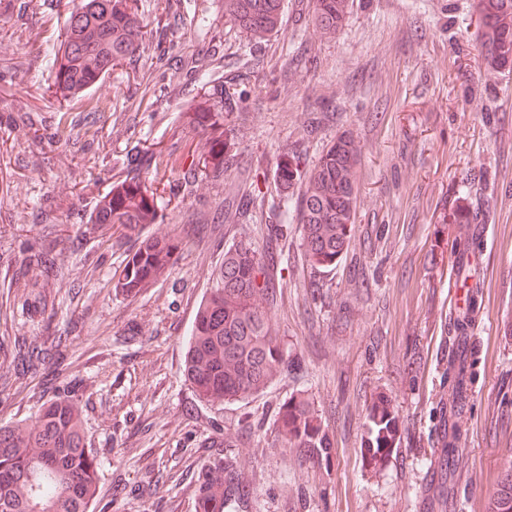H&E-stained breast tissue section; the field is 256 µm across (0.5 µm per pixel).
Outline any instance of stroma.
<instances>
[{
	"mask_svg": "<svg viewBox=\"0 0 512 512\" xmlns=\"http://www.w3.org/2000/svg\"><path fill=\"white\" fill-rule=\"evenodd\" d=\"M278 36L256 48L224 17V0H185L186 21L169 53L206 55L227 40L226 90L243 93L233 112L237 151L223 179H206L187 197L162 195L161 223L147 234L175 237L173 266L135 298L113 275L124 250H87L84 219L109 174L88 160L99 149L125 155L133 140L202 145L182 100L143 108L135 75L149 60L116 67L81 97L47 87L45 51L62 34L55 0L0 9V59L19 67L6 88L33 124L0 125L11 154L12 198L0 203V255L22 241L50 244L60 276L45 314H23L37 284L10 290L12 313L0 335H62L71 353L84 431L99 453L93 512H197L195 479L217 457L232 459L243 496L236 512H487L512 462V72L488 69L476 33L474 0H351L332 37L319 33L309 0H287ZM208 26H195L193 15ZM96 113L97 140L70 135L67 120ZM59 137L33 139L37 128ZM347 133L362 147L356 223L335 268L307 264L297 224L288 223L274 173L282 154L302 151L301 168ZM89 185L83 201L74 188ZM460 208L485 229L454 223ZM62 224L46 237L45 217ZM280 260L271 320L288 366L245 400L200 403L183 374L196 307L213 287L225 250L244 240ZM468 239L481 304L466 357V400L455 404L461 350L454 317L459 289L451 247ZM139 336L129 337L128 326ZM42 376L0 391V422L40 411ZM305 394L331 447L309 457L285 446L280 408ZM396 406L399 436L381 466L365 441L372 398ZM453 460H446L448 438Z\"/></svg>",
	"mask_w": 512,
	"mask_h": 512,
	"instance_id": "stroma-1",
	"label": "stroma"
}]
</instances>
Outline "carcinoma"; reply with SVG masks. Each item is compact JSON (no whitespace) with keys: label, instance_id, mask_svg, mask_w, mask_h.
<instances>
[{"label":"carcinoma","instance_id":"cac0c4a2","mask_svg":"<svg viewBox=\"0 0 512 512\" xmlns=\"http://www.w3.org/2000/svg\"><path fill=\"white\" fill-rule=\"evenodd\" d=\"M475 11L484 60L494 68H511L512 0H476ZM312 12L322 34L333 36L350 13V0H312ZM283 14L284 0H224V17L255 43L280 31ZM176 33L166 25L147 29L134 0H81L80 7L69 13L61 39L50 48V79L63 95L81 96L120 62L150 53L153 44L160 45ZM175 63L183 77L180 88L159 74L137 80L140 102L149 106L179 97L190 85L203 90L192 121L207 134L206 148L182 139L171 145L181 162H189L180 184L189 195L198 176L224 174L235 146L224 114L244 111L246 99L216 82L215 75L224 69V55L184 53ZM148 156L153 152L136 144L122 159L107 152L94 158V164L114 171V181L108 192L96 198L89 223L104 242L133 243L115 283L130 298L163 275L178 251L173 239L145 234L147 225L162 218L158 197L166 191L175 193L168 182L157 178L148 184L140 178L141 160ZM300 159L297 152L285 155L277 165L275 182L287 200L295 181H301L295 220L304 256L311 268L328 269L346 252L355 223L360 147L352 136L342 134L326 146L311 170L301 171ZM0 267L15 284L31 270L48 283L59 269L55 256L33 245L1 260ZM273 267L272 254L262 255L246 242L224 251L215 285L196 309L184 360L185 377L198 400L221 405L245 399L280 376L287 358L270 317ZM3 348L17 378L36 373L48 359L59 376L69 368V350L61 336L24 337L8 346L0 342ZM398 432L399 417L391 399L376 397L368 414L371 464L381 465ZM278 433L289 447L304 448L312 457L328 455L329 438L306 397H295L280 410ZM97 472L98 454L88 448L74 396L65 392L49 396L30 425L24 420L0 423V512H34L33 504L51 512H89ZM239 494L235 468L223 459H214L198 473L195 495L205 505L203 512H228ZM492 512H512V467L497 483Z\"/></svg>","mask_w":512,"mask_h":512}]
</instances>
